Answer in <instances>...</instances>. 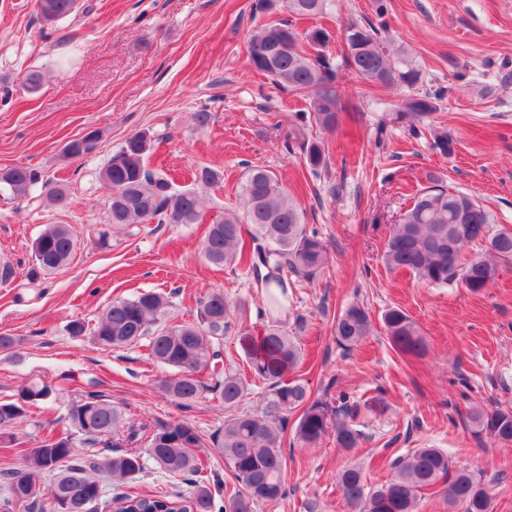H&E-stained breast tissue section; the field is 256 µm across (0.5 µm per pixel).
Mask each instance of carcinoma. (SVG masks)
Instances as JSON below:
<instances>
[{"instance_id":"cac0c4a2","label":"carcinoma","mask_w":512,"mask_h":512,"mask_svg":"<svg viewBox=\"0 0 512 512\" xmlns=\"http://www.w3.org/2000/svg\"><path fill=\"white\" fill-rule=\"evenodd\" d=\"M38 14L47 25H55L78 10V0H37ZM329 0H256L253 15L285 12L289 18L262 22L250 38V68L275 86L306 97V109L295 112L283 148H299L308 166L328 168L329 156L322 142L307 136L313 123L326 131L339 126L348 111L338 89L339 71L382 85L414 86L419 70L402 51L390 47L382 27L350 23L341 63L323 54L319 44L330 38L323 27L305 35L294 28L291 18H313L327 12ZM441 92H425L406 99L395 113L396 122L420 121L437 111ZM432 148L449 157L455 141L448 130H432ZM100 132L68 141L63 153L79 159L93 152ZM153 146L151 135L140 131L110 157L101 179L108 189L109 220L113 224H202L208 212L206 200L192 189H180L166 173L147 167L145 158ZM36 187L48 202L63 207L68 193L61 184L43 180L34 169H0V191L19 200ZM245 211L226 210L211 219L204 239V255L216 266L247 268L257 287L265 290L266 311L283 309L288 285L283 270L311 276L328 260L327 247L315 231L306 229L294 200L276 174L251 168L241 185ZM495 218L462 192H452L444 180L431 174L427 185L411 195V204L401 222L391 227L383 253L390 269L414 274L431 285L460 282L479 293L498 273L496 261L512 260V231L495 228ZM479 244L486 254L464 256L465 247ZM77 239L66 224H49L32 244L34 257L30 276L52 272L70 260ZM169 297L157 291L117 298L89 325L76 318L69 332L78 337L92 334L103 349L124 347L149 337L150 354L172 369L160 388L182 412L191 411L205 394L214 392L224 404V428L213 435L212 447L224 456L239 488L223 494L210 477L197 450L203 438L184 418L149 425L124 415L112 402L90 394L72 403L64 416L65 427L32 435L22 449L24 465L8 473L0 494V512H30L41 504L42 512H111L114 501L124 502L127 512H256L262 504L274 505L288 493L284 479V422L298 413L297 442L313 448L329 437L344 450L358 447L363 437L358 420L386 409L383 398L351 401L345 394L332 405L314 399L308 383L291 374L298 367L300 351L294 338L271 320L262 331L246 325V303L229 304L221 291L206 293L197 303L192 322L173 324L169 319ZM241 320L238 344L255 376L270 382L261 413L239 410L246 387L235 374L226 373L212 385L200 374L218 366L223 356L224 331L231 313ZM383 330L398 351L421 356L425 338L412 318L399 307H390L381 317ZM371 331L366 309L351 304L336 318V341L345 349L358 345ZM53 384L32 378L18 390L17 399L0 402V428H8L28 416V407L58 400ZM473 435L512 445V408L485 410L473 407L464 417ZM104 444L114 449L103 459L80 445ZM180 477L191 490L172 495L122 492L112 494L97 474L108 471L118 480H135L150 469ZM392 477L378 488L368 486L361 468L348 465L338 473V484L346 503L358 512H418L426 496H443L450 506L463 512H493L494 492L482 472L457 467L441 448H417L391 464ZM53 474L50 489L41 488L42 473Z\"/></svg>"}]
</instances>
